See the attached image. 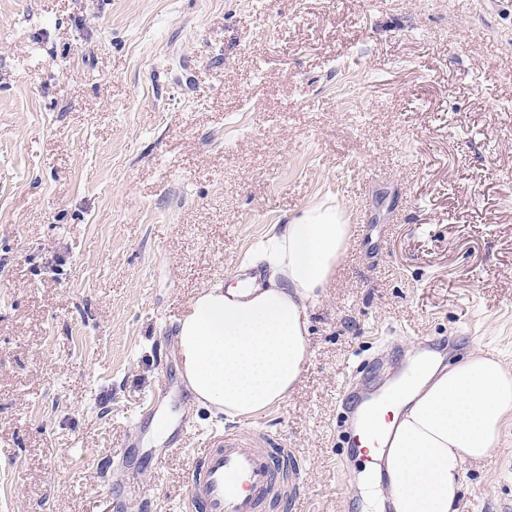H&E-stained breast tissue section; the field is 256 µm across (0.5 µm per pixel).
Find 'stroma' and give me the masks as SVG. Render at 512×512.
Here are the masks:
<instances>
[{
  "label": "stroma",
  "instance_id": "stroma-1",
  "mask_svg": "<svg viewBox=\"0 0 512 512\" xmlns=\"http://www.w3.org/2000/svg\"><path fill=\"white\" fill-rule=\"evenodd\" d=\"M351 235L283 403L109 466L203 290L313 201ZM458 337L512 362V0H0V512H180L195 438L272 432L342 512L347 372ZM459 512H512V418Z\"/></svg>",
  "mask_w": 512,
  "mask_h": 512
}]
</instances>
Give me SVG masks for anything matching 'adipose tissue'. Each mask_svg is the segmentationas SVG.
I'll use <instances>...</instances> for the list:
<instances>
[{"mask_svg": "<svg viewBox=\"0 0 512 512\" xmlns=\"http://www.w3.org/2000/svg\"><path fill=\"white\" fill-rule=\"evenodd\" d=\"M351 227L336 205H310L255 255L267 280L256 288L216 285L178 322L185 379L199 402L231 416L278 405L308 360L307 309L323 294ZM413 378L376 405L363 446L385 461L367 475L371 512H458L466 462L487 457L512 417V367L477 353L439 368L414 364ZM386 445H374L376 434Z\"/></svg>", "mask_w": 512, "mask_h": 512, "instance_id": "obj_1", "label": "adipose tissue"}]
</instances>
